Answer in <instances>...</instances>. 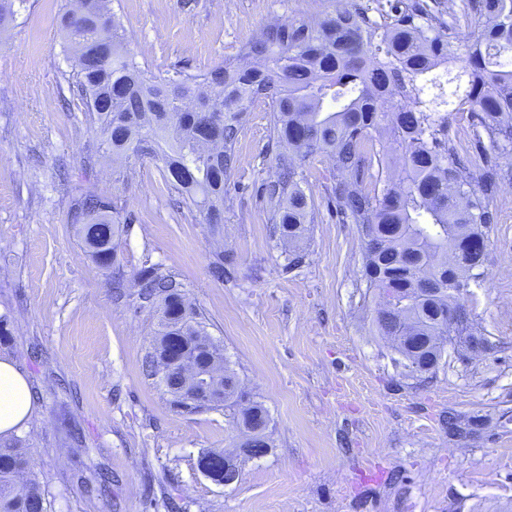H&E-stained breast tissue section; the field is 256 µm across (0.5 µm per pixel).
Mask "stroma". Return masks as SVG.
I'll return each instance as SVG.
<instances>
[{
	"label": "stroma",
	"instance_id": "stroma-1",
	"mask_svg": "<svg viewBox=\"0 0 512 512\" xmlns=\"http://www.w3.org/2000/svg\"><path fill=\"white\" fill-rule=\"evenodd\" d=\"M66 0H25L0 32V359L27 378L35 412L17 438L48 512H512V155L502 158L488 261L470 282V320L489 344L449 351L429 379L397 366L378 332L357 225L329 201L334 166L302 163L317 220L298 265L269 224L275 171L268 107L255 103L236 144L220 231L173 205L160 172L120 178L61 74L56 18ZM400 0H111L151 74L200 73L237 56L268 19H323ZM112 198L122 231L111 273L68 221L73 195ZM231 255L216 278V251ZM160 265L208 319L242 383L268 409L271 448L222 486L202 453L232 450L223 409L180 414L146 371L158 325L136 283ZM109 470L113 483L100 489Z\"/></svg>",
	"mask_w": 512,
	"mask_h": 512
}]
</instances>
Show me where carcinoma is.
<instances>
[{
  "instance_id": "obj_1",
  "label": "carcinoma",
  "mask_w": 512,
  "mask_h": 512,
  "mask_svg": "<svg viewBox=\"0 0 512 512\" xmlns=\"http://www.w3.org/2000/svg\"><path fill=\"white\" fill-rule=\"evenodd\" d=\"M110 0H75L58 14L64 47L73 56L67 82L95 124L99 151L112 162L147 158L178 196V204L218 230L225 186L235 172L236 144L255 103L268 104V146L275 172L266 184L268 219L279 239L296 248L317 214L298 161L324 154L336 161L331 202L346 224L360 226L363 276L388 300L376 326L387 336H446L448 306L466 311L453 289L469 285L487 258L486 230L497 222L500 159L512 153V0H462L449 19L419 4L388 20L360 7L320 20L270 19L237 57L204 74L177 72L160 82L143 69L116 21ZM24 0H0V27L13 22ZM477 12L467 37L460 19ZM469 112L471 148L450 134L433 108ZM390 147L376 146L381 121ZM70 219L85 252L115 283L119 225L108 196L85 191L72 200ZM455 253L448 262V250ZM140 295L157 301L154 344L186 336L199 366L223 347L203 312L189 304L170 274L152 265L138 277ZM224 393V416L236 431L251 426L254 447L270 445L268 410L248 397L237 373ZM178 413L202 406L185 391L181 374L163 383ZM204 467L224 473V452L208 451ZM0 512H47L25 449L0 443Z\"/></svg>"
}]
</instances>
